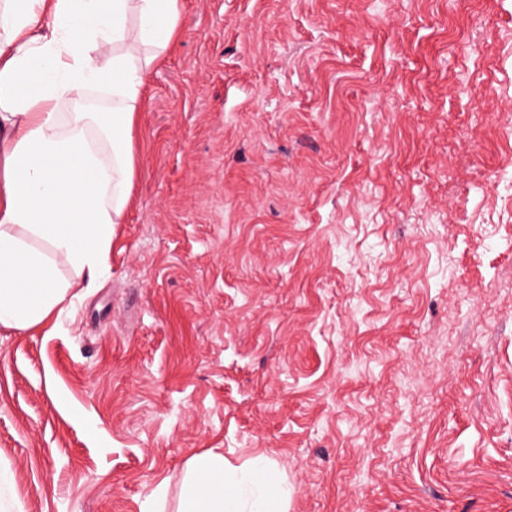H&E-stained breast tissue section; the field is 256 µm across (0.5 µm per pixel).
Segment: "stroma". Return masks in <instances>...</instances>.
<instances>
[{
  "instance_id": "stroma-1",
  "label": "stroma",
  "mask_w": 512,
  "mask_h": 512,
  "mask_svg": "<svg viewBox=\"0 0 512 512\" xmlns=\"http://www.w3.org/2000/svg\"><path fill=\"white\" fill-rule=\"evenodd\" d=\"M512 0H181L108 269L0 326L23 512H512ZM287 497L267 458L230 471L223 453L210 449L186 463L177 512H284Z\"/></svg>"
}]
</instances>
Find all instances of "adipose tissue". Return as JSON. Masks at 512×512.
Segmentation results:
<instances>
[{"mask_svg":"<svg viewBox=\"0 0 512 512\" xmlns=\"http://www.w3.org/2000/svg\"><path fill=\"white\" fill-rule=\"evenodd\" d=\"M179 20L180 0H0V326L42 325L105 273L144 76ZM90 89L111 105L61 112ZM61 260L71 282L56 275ZM287 497L267 458L231 471L210 449L188 460L177 512H285Z\"/></svg>","mask_w":512,"mask_h":512,"instance_id":"adipose-tissue-1","label":"adipose tissue"}]
</instances>
